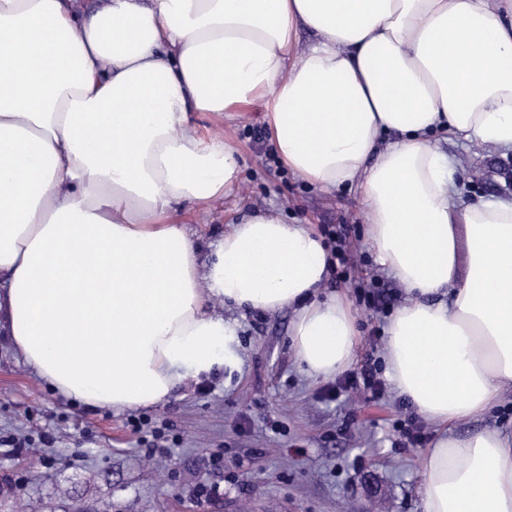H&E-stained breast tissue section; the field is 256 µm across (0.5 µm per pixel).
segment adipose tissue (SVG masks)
<instances>
[{
  "mask_svg": "<svg viewBox=\"0 0 512 512\" xmlns=\"http://www.w3.org/2000/svg\"><path fill=\"white\" fill-rule=\"evenodd\" d=\"M303 26L317 38L301 49ZM257 102L283 167L356 187L405 290L385 375L438 431L422 512H512V435L455 432L512 386V198L460 205L442 148L512 152V0H0V333L92 409L236 369L217 301L294 307L307 373L348 367L358 315L319 300L330 260L310 225L255 215L204 258L177 216L239 169L191 113Z\"/></svg>",
  "mask_w": 512,
  "mask_h": 512,
  "instance_id": "obj_1",
  "label": "adipose tissue"
}]
</instances>
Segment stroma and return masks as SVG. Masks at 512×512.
<instances>
[{
	"mask_svg": "<svg viewBox=\"0 0 512 512\" xmlns=\"http://www.w3.org/2000/svg\"><path fill=\"white\" fill-rule=\"evenodd\" d=\"M193 122L202 137L224 133L242 156L229 195L182 214L201 251L256 211L319 233L347 226L352 266L344 277L329 273L321 293L346 296L358 314L349 371L383 360L386 324L405 293L368 249L355 188L326 192L274 163L261 105L231 121L197 112ZM448 152L459 202L512 195V153L460 143ZM211 311L237 324L238 371L122 412L55 393L0 335V512H421L422 449L403 447L400 433L416 415L408 401L389 385L368 401L342 389L346 373L311 378L291 348V308L244 313L217 302Z\"/></svg>",
	"mask_w": 512,
	"mask_h": 512,
	"instance_id": "35a3bbf8",
	"label": "stroma"
}]
</instances>
